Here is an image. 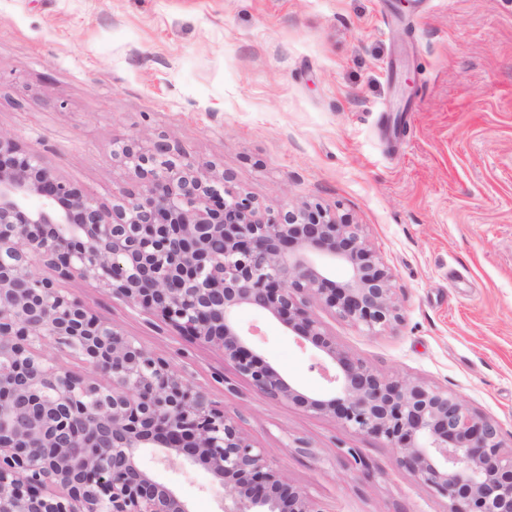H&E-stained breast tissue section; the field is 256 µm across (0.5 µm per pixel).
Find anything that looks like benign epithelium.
Returning a JSON list of instances; mask_svg holds the SVG:
<instances>
[{
    "instance_id": "benign-epithelium-1",
    "label": "benign epithelium",
    "mask_w": 512,
    "mask_h": 512,
    "mask_svg": "<svg viewBox=\"0 0 512 512\" xmlns=\"http://www.w3.org/2000/svg\"><path fill=\"white\" fill-rule=\"evenodd\" d=\"M115 154L138 186L107 209L0 132V512H191L138 468L143 448L207 464L224 512H323L241 417L65 293L60 281L73 278L219 348L256 395L383 440L448 512H512V448L498 423L446 388L384 377L338 348L312 311L314 298L371 334L399 319L392 274L358 225L319 205L266 214L212 164L164 141L131 139ZM242 307L314 351L330 388L305 394L259 355L238 325Z\"/></svg>"
}]
</instances>
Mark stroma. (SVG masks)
Returning a JSON list of instances; mask_svg holds the SVG:
<instances>
[{
    "instance_id": "1",
    "label": "stroma",
    "mask_w": 512,
    "mask_h": 512,
    "mask_svg": "<svg viewBox=\"0 0 512 512\" xmlns=\"http://www.w3.org/2000/svg\"><path fill=\"white\" fill-rule=\"evenodd\" d=\"M0 132L107 208L134 185L117 144L161 137L270 213L317 203L358 225L400 319L371 334L315 306L325 330L388 377L459 395L512 444V0H0ZM60 286L243 415L322 512H448L378 438L257 396L221 350L95 283ZM238 321L301 391L326 390L278 322ZM138 465L192 512H221L204 464L148 448Z\"/></svg>"
}]
</instances>
